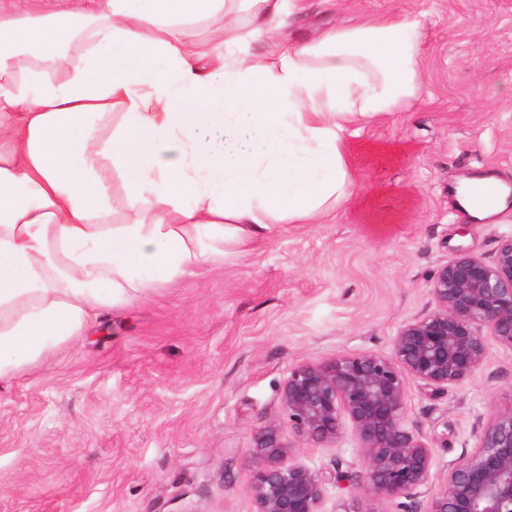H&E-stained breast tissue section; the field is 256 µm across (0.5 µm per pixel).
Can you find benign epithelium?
<instances>
[{"label": "benign epithelium", "mask_w": 512, "mask_h": 512, "mask_svg": "<svg viewBox=\"0 0 512 512\" xmlns=\"http://www.w3.org/2000/svg\"><path fill=\"white\" fill-rule=\"evenodd\" d=\"M433 310L401 324L390 352L362 351L293 367L281 404L294 435L330 445L345 427L360 442L364 469L343 512H378L375 501L411 498L432 484V449L405 420L409 383L445 390L482 368L488 340L512 350V237L486 261L465 250L434 275ZM256 512H325L327 487L346 480L296 458L274 425L247 449ZM428 512H512V410L481 432L474 452L448 471Z\"/></svg>", "instance_id": "obj_1"}]
</instances>
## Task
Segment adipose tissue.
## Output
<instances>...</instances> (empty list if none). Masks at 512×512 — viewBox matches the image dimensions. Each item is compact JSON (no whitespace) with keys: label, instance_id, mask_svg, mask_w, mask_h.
<instances>
[{"label":"adipose tissue","instance_id":"obj_1","mask_svg":"<svg viewBox=\"0 0 512 512\" xmlns=\"http://www.w3.org/2000/svg\"><path fill=\"white\" fill-rule=\"evenodd\" d=\"M298 0H0V392L105 309L355 192L346 136L411 104L417 21L300 36ZM219 23L207 51L189 33ZM263 40L270 49L253 54ZM224 133L215 152L204 133ZM255 134L239 144L241 131ZM138 210L117 221L116 191Z\"/></svg>","mask_w":512,"mask_h":512}]
</instances>
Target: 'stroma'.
<instances>
[{"mask_svg":"<svg viewBox=\"0 0 512 512\" xmlns=\"http://www.w3.org/2000/svg\"><path fill=\"white\" fill-rule=\"evenodd\" d=\"M302 33L367 17L420 22L416 99L348 142L360 191L322 224H282L248 249L102 311L85 335L0 395V512H255L246 450L277 424L299 461L357 479L359 443L296 438L281 405L289 371L386 353L435 306L458 249L491 259L512 206L474 224L449 185L512 184V0H305ZM512 408V350L433 391L411 382L406 425L440 487L482 429Z\"/></svg>","mask_w":512,"mask_h":512,"instance_id":"obj_1","label":"stroma"}]
</instances>
